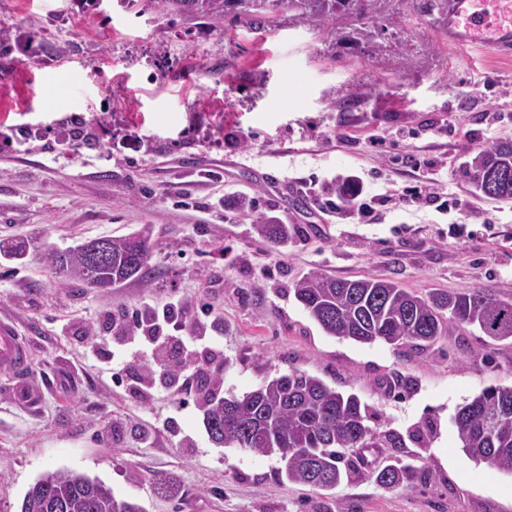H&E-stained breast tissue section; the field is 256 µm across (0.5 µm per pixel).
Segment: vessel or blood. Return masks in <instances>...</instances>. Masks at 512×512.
Wrapping results in <instances>:
<instances>
[{"mask_svg":"<svg viewBox=\"0 0 512 512\" xmlns=\"http://www.w3.org/2000/svg\"><path fill=\"white\" fill-rule=\"evenodd\" d=\"M440 33L449 47H484L512 58V0H446L438 13ZM31 348L16 329L0 323V371L12 375L13 393L26 408H34L30 395Z\"/></svg>","mask_w":512,"mask_h":512,"instance_id":"1","label":"vessel or blood"}]
</instances>
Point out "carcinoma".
I'll use <instances>...</instances> for the list:
<instances>
[{"label": "carcinoma", "mask_w": 512, "mask_h": 512, "mask_svg": "<svg viewBox=\"0 0 512 512\" xmlns=\"http://www.w3.org/2000/svg\"><path fill=\"white\" fill-rule=\"evenodd\" d=\"M161 15H184L224 22V16L272 22L284 13L336 33L345 24L358 34L378 0H146ZM463 176L480 198L512 200V138L475 149ZM263 240L285 248L295 230L275 218L260 216L252 224ZM109 259L91 263L80 247L50 249L47 265L63 281L108 289L134 280L148 288L153 281L155 243L143 228L107 238ZM295 300L329 335L362 344L383 341L396 348L427 349L448 332V322L477 327L496 340L512 338V302L489 288L466 292L434 290L419 295L388 279H341L310 273L292 288ZM217 375L200 376V406L211 440L226 447L276 453L279 473L288 481L314 489H332L355 474L348 456L363 448H401L394 432H378L366 424L365 411L354 394H343L299 369L264 380L241 396L218 397ZM466 454L512 474V385L484 389L455 417ZM413 470L388 464L367 475L380 486L395 489L409 483ZM20 512H146L133 499L119 498L98 478L67 469L47 471L26 491Z\"/></svg>", "instance_id": "obj_1"}]
</instances>
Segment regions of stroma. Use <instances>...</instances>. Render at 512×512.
Masks as SVG:
<instances>
[{
  "mask_svg": "<svg viewBox=\"0 0 512 512\" xmlns=\"http://www.w3.org/2000/svg\"><path fill=\"white\" fill-rule=\"evenodd\" d=\"M426 3L379 0L351 48L285 15L216 26L144 0H0V239L28 251L0 259V319L27 337L40 393L26 409L0 375V512L58 468L146 512H512V475L466 455L455 426L483 389L512 385V339L452 323L425 350L361 344L325 333L292 292L317 272L512 301V201L462 176L474 148L512 137V60L448 49ZM352 176L369 214L283 205V185L327 194ZM415 186L450 207L403 203ZM231 196L251 213L220 211ZM261 215L297 226L288 247L254 233ZM146 226L153 287L64 285L43 261ZM143 302L197 320L192 337L163 331L199 355L221 348L224 392L296 368L358 396L403 448L362 450L359 477L323 491L278 480V455L214 445L180 381L158 370L144 390L143 337L112 377V318ZM394 454L408 486L367 479ZM162 474L179 499L154 492Z\"/></svg>",
  "mask_w": 512,
  "mask_h": 512,
  "instance_id": "35a3bbf8",
  "label": "stroma"
}]
</instances>
